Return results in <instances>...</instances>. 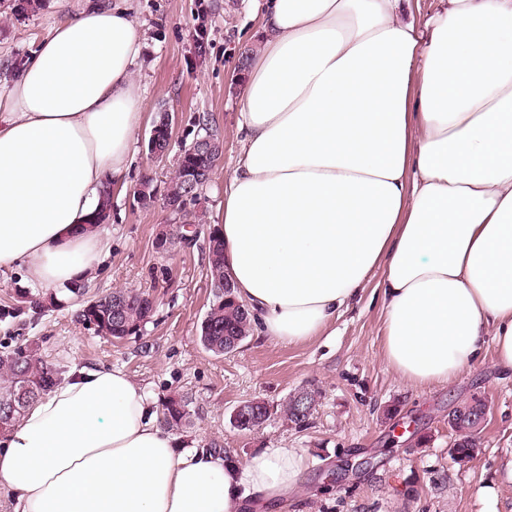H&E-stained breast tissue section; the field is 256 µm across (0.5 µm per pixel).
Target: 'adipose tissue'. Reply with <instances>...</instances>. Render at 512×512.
Here are the masks:
<instances>
[{"mask_svg": "<svg viewBox=\"0 0 512 512\" xmlns=\"http://www.w3.org/2000/svg\"><path fill=\"white\" fill-rule=\"evenodd\" d=\"M241 154L224 188V273L257 335H319L366 288L384 358L446 384L493 338L512 373V0H264ZM146 36L88 0L0 91V267L55 288L96 269L90 228L127 169ZM293 448L238 464L178 451L122 371L83 367L0 436L12 512H243L296 489Z\"/></svg>", "mask_w": 512, "mask_h": 512, "instance_id": "1", "label": "adipose tissue"}]
</instances>
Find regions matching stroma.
I'll use <instances>...</instances> for the list:
<instances>
[{
	"mask_svg": "<svg viewBox=\"0 0 512 512\" xmlns=\"http://www.w3.org/2000/svg\"><path fill=\"white\" fill-rule=\"evenodd\" d=\"M86 0H0V86L15 64L60 22L74 17ZM128 7L147 42L134 69L142 113L134 133L124 182L112 189V213L104 229L108 255L87 281L89 295L119 288L152 294L155 312L140 336L116 342L78 319L81 304L65 301L35 313L19 298L31 292L17 268H0V351L33 345L57 365L104 367L125 373L143 388L153 407L184 393L192 399V423L178 432L180 450L220 445L237 463L265 448H294L306 458L299 483L273 512H512V377L496 367L493 344L477 363L446 385H412L385 362L381 303L373 291L345 309L319 336L298 344L248 336L240 347L217 356L197 339V327L212 299L207 229L218 224L224 185L241 144L236 130L244 79L243 56L256 54L263 0H107ZM208 43L194 56L197 38ZM171 112V148L153 159L148 138L161 111ZM211 115L223 154L211 182L191 213L201 216L194 240H175L159 253L161 225L176 218L161 199L182 144L198 132L199 114ZM149 183L157 200L145 206L137 191ZM321 393L308 426L291 427L272 415L259 429L238 431L231 413L259 398L277 405L301 388ZM478 398L489 412L478 450L465 464L450 448L455 434L448 412ZM493 489L479 497L477 486Z\"/></svg>",
	"mask_w": 512,
	"mask_h": 512,
	"instance_id": "1",
	"label": "stroma"
}]
</instances>
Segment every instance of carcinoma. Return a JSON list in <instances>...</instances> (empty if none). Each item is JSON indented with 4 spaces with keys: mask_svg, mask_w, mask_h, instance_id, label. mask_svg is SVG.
<instances>
[{
    "mask_svg": "<svg viewBox=\"0 0 512 512\" xmlns=\"http://www.w3.org/2000/svg\"><path fill=\"white\" fill-rule=\"evenodd\" d=\"M198 133L191 143L182 146L176 170L171 177L167 192L172 213L187 220V202H194L210 183L215 158L199 155L200 140L220 141L212 120L204 115L198 119ZM198 170L193 181L187 180L188 168ZM112 210V189L103 190L99 210L93 216L91 227L105 225ZM208 264L213 288V299L200 324V341L203 347L224 355L235 351L251 331V317L244 304L236 300L234 289L224 290L228 282L224 274V248L219 228L209 229L207 236ZM152 296L139 289L120 288L111 293L84 302L79 311L80 320L95 332L108 339H124L141 334L154 311ZM61 368L45 360L37 349L20 345L0 351V436L13 430L20 422L25 408L38 397L46 394L61 381ZM250 420L238 427L240 431H253L258 425L252 420H267L271 406L261 399L248 401ZM285 420L302 428L309 424L312 413H299L294 396L281 407ZM191 399L185 394H171L162 403L161 422L171 431H180L191 423ZM455 432L451 454L459 461L471 459L477 451V421L468 417H455L450 424Z\"/></svg>",
    "mask_w": 512,
    "mask_h": 512,
    "instance_id": "carcinoma-1",
    "label": "carcinoma"
}]
</instances>
